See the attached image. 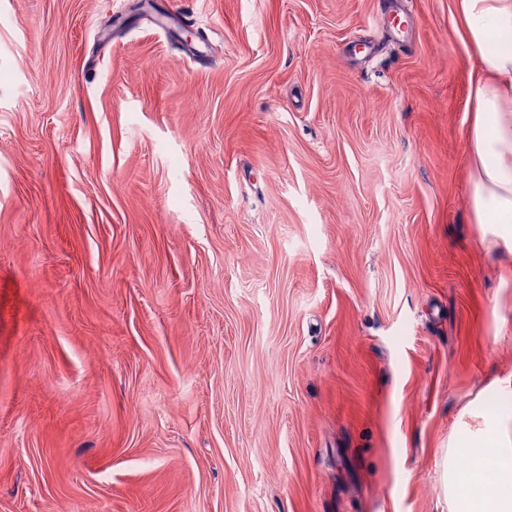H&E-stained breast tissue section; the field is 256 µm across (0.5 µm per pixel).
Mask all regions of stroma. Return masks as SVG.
<instances>
[{"label": "stroma", "instance_id": "stroma-1", "mask_svg": "<svg viewBox=\"0 0 512 512\" xmlns=\"http://www.w3.org/2000/svg\"><path fill=\"white\" fill-rule=\"evenodd\" d=\"M135 2L0 0V512H450L512 410L455 0Z\"/></svg>", "mask_w": 512, "mask_h": 512}]
</instances>
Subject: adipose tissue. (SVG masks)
<instances>
[{
    "instance_id": "obj_1",
    "label": "adipose tissue",
    "mask_w": 512,
    "mask_h": 512,
    "mask_svg": "<svg viewBox=\"0 0 512 512\" xmlns=\"http://www.w3.org/2000/svg\"><path fill=\"white\" fill-rule=\"evenodd\" d=\"M456 7L478 56L467 135L473 210L512 245V0H456ZM460 458L469 467H458ZM443 468L451 512H512V413L451 435Z\"/></svg>"
}]
</instances>
